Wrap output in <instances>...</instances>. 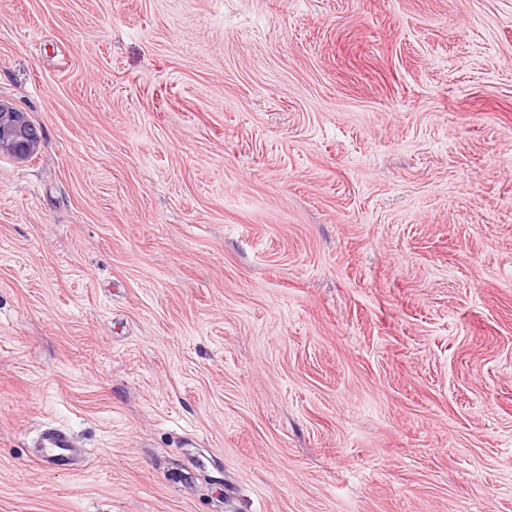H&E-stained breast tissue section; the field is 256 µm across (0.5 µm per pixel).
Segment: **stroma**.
<instances>
[{
  "mask_svg": "<svg viewBox=\"0 0 512 512\" xmlns=\"http://www.w3.org/2000/svg\"><path fill=\"white\" fill-rule=\"evenodd\" d=\"M0 100V512H512V0H0ZM39 136L30 129L28 117L12 105L0 103V152L19 160L31 158L38 149ZM37 448H39L37 458L43 463L66 466L69 469L77 465L73 450L75 445L70 435L63 429L53 425L46 426L39 437Z\"/></svg>",
  "mask_w": 512,
  "mask_h": 512,
  "instance_id": "obj_1",
  "label": "stroma"
}]
</instances>
